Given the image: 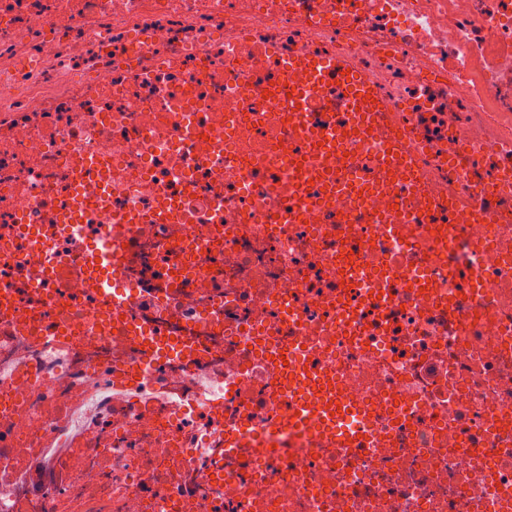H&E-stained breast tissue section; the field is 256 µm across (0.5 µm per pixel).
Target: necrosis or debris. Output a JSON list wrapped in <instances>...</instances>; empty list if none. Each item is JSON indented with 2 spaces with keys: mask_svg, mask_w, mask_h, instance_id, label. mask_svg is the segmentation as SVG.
Listing matches in <instances>:
<instances>
[{
  "mask_svg": "<svg viewBox=\"0 0 512 512\" xmlns=\"http://www.w3.org/2000/svg\"><path fill=\"white\" fill-rule=\"evenodd\" d=\"M70 506L512 512V0H0V512ZM294 64L314 81L321 76L324 78L326 75H336V81L344 85L351 117H355L360 131L365 130L373 121L386 122V112H391L387 101L375 95L371 81L353 69L351 60L345 54L334 58L308 56L296 60ZM347 68H350V71H347ZM341 72H345V75H341ZM347 77H350V81H347ZM356 93H360V96H356ZM367 94H370L371 98H367ZM363 98H366V101H363ZM372 100H376V103H372ZM356 106H359V110H356ZM362 116H365V119H362Z\"/></svg>",
  "mask_w": 512,
  "mask_h": 512,
  "instance_id": "4bbe7bcc",
  "label": "necrosis or debris"
}]
</instances>
